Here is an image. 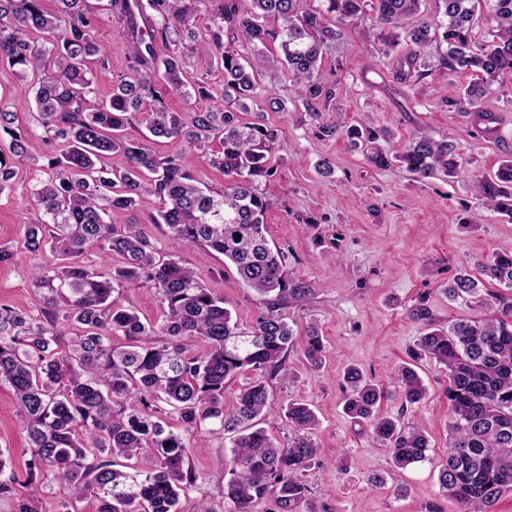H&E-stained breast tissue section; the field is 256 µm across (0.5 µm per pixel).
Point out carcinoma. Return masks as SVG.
<instances>
[{"label": "carcinoma", "mask_w": 512, "mask_h": 512, "mask_svg": "<svg viewBox=\"0 0 512 512\" xmlns=\"http://www.w3.org/2000/svg\"><path fill=\"white\" fill-rule=\"evenodd\" d=\"M482 1L496 23L485 44L474 38ZM56 2L57 10L49 12L43 0H0V58L19 68L21 80L14 105L34 104L32 122L43 141L62 146L48 159L52 175L31 184L40 215L26 225L21 244L52 256L32 274L45 307L31 315L0 305V385L16 396L31 452L27 479L8 475L0 480V495L12 499L14 512H39L33 476L46 466L59 485L57 512H71L70 503L86 497L97 501V512H177L196 476L182 435L167 429L164 416L172 411L186 432L236 433L229 478L213 493L224 512H316L303 476L319 462L320 449L308 438L318 419L298 400L275 410L267 383L286 374L296 347L311 367H320L325 346L315 327L297 336L288 323L283 310L311 297L313 288L291 277L285 252L266 237L268 203L260 186L277 172L279 129L245 122L239 113L262 88L264 74L285 70L296 98L316 115V105L332 97L320 68L324 51L368 5L388 26L386 45L405 38L398 83L422 77L420 59L431 43L446 45L440 65L472 77L453 104L467 107L489 131L497 117L481 108V99L506 92L500 77L512 73V0H438L441 10L433 18L420 17L421 0H321V8L306 0H109L129 48L131 73L113 82L102 100L93 68L95 62L105 65L93 35L98 17L87 0ZM203 7L211 22L201 35L194 18ZM265 16L280 20L279 28L265 27ZM159 43L167 50L163 57ZM198 56L223 70L221 97L199 82L187 89L184 75ZM170 95L212 104L171 112L165 105ZM137 114L148 130L140 139L125 134ZM16 121L17 113L0 104V140L9 136V151L22 156L32 130ZM316 131L323 138L347 137L376 168L396 162L419 179L461 173L456 145L425 131L395 154L379 144L381 132L349 125L341 112ZM154 138L169 140L174 149L156 154ZM185 147L201 151L205 164L224 175L223 190L211 192L184 169ZM115 152L127 165L104 167L102 160ZM472 184L489 210L512 220L511 154ZM114 211L145 212L148 223L166 225L171 250L162 252L138 220L112 224ZM184 243L224 255L255 292L261 311L250 330L239 328L224 299L182 263L178 248ZM90 246L106 256L122 254L125 265L101 276L84 261ZM479 271L512 288V251L493 253ZM132 284L155 289L162 322L145 323L122 303L120 289ZM480 284L462 271L444 292L490 308ZM414 315L425 332L413 358H431L448 373L440 492L458 504V512H495L503 494L512 493V302L502 298L492 315L447 328L436 326L423 307ZM114 336L127 343L113 345ZM153 336L165 343H153ZM197 342L208 349L192 355ZM245 371L253 379L234 406L224 408L226 384ZM394 380L391 394L347 369L343 410L369 422L394 466L405 469L431 461L425 431L399 415L379 417L375 409L391 396L404 410L415 406L426 387L409 365ZM275 413L293 433L284 447L259 427ZM145 448L149 466L134 473L115 468L113 458H137Z\"/></svg>", "instance_id": "carcinoma-1"}]
</instances>
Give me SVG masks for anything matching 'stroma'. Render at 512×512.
I'll return each mask as SVG.
<instances>
[{"instance_id": "35a3bbf8", "label": "stroma", "mask_w": 512, "mask_h": 512, "mask_svg": "<svg viewBox=\"0 0 512 512\" xmlns=\"http://www.w3.org/2000/svg\"><path fill=\"white\" fill-rule=\"evenodd\" d=\"M88 2L100 18L94 37L107 60L96 81L97 95L103 98L113 81L126 74L128 53L119 24L106 11L107 0ZM377 32L375 13L365 12L327 50L322 71L333 96L318 105L319 120H335L341 111L349 124L389 129L387 147L394 153L421 130L438 139L451 137L463 171L453 179L439 175L419 180L396 165L375 168L347 139L317 137L315 121L303 117L301 103L289 102L284 112L269 111L267 93L287 95L289 81L281 72L266 75L265 94L250 101L243 119L261 118L281 131L278 173L262 187L268 202L267 238L286 252L291 275L314 290L304 306L286 309L290 325L298 332L315 326L327 347V361L317 370L293 351L288 379L271 381L268 390L275 406L300 400L318 417L310 437L323 464L304 476L318 512H424L430 502L439 503L442 512H458L455 502L440 497L437 479V462L448 444V374L428 358L412 360L422 331L412 311L424 305L444 327L486 314L473 301L450 300L444 289L459 268L477 271L493 252L512 246V222L487 211L472 188L473 177L496 170L512 153V95L483 99V109L499 121L492 132L479 131L471 115L451 106L471 77L438 68L442 45L428 48L430 75L401 89L396 58L407 46L387 49ZM54 153L37 137L27 156L14 158L17 178L0 192V243L16 244L36 219L38 206L29 186L33 179L47 178L49 170L32 166L30 159L44 161ZM323 160L331 163L333 176L316 172ZM306 216L316 218V229L301 228ZM179 255L223 298L239 328L253 324L258 301L222 255L191 244L181 246ZM45 260V255L24 252L13 263L0 265V304L38 312L43 300L31 286V273ZM411 360L427 395L406 417L424 427L432 459L398 470L366 426L345 415L343 371L358 368L387 387L395 369ZM186 442L197 482L181 496L178 509L195 512L198 500L227 480L231 442L229 436L205 431L187 435ZM0 457L7 470L25 476L30 452L17 424L14 395L5 385L0 386Z\"/></svg>"}]
</instances>
